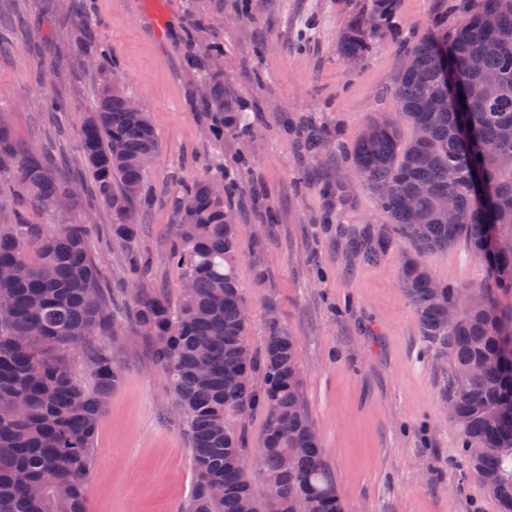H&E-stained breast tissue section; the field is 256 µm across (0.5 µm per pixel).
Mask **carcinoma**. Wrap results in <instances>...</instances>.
Segmentation results:
<instances>
[{
	"label": "carcinoma",
	"instance_id": "cac0c4a2",
	"mask_svg": "<svg viewBox=\"0 0 512 512\" xmlns=\"http://www.w3.org/2000/svg\"><path fill=\"white\" fill-rule=\"evenodd\" d=\"M455 27L419 40L407 56L416 69H400L391 91L398 112L372 119L353 148L362 183L377 196L389 231L409 240L402 286L423 336L448 364L443 399L455 407L461 449L470 470L499 512H512V334L481 288L463 291L434 283L422 255L468 242L485 262L496 287L512 294V0H465ZM391 10L372 0L370 11L342 37V54L364 59L376 43L375 19ZM495 26H484V18ZM461 83L452 92L443 64ZM100 90L94 111L84 113L81 148L92 190L112 213V241L127 247L138 225L147 177L137 160L158 153L146 112H130L124 99ZM201 104L217 141L238 132L241 113L224 95V73L212 71ZM467 123L470 138L457 130ZM411 135L404 137L403 128ZM485 181L488 200L472 184ZM204 175L181 185L174 198L180 245L171 252L190 287L178 302L139 279L125 316L112 310L88 243L93 224H30L27 207L70 210L75 180L47 171L39 153L20 146L0 123V512H86L85 491L93 446L107 400L120 380L112 350L98 337L148 330L153 361L166 378L191 443L196 483L179 512H344L336 480L313 434L303 400L304 372L296 337L269 323L261 357L241 367L236 349L249 346V320L235 265L240 225L224 196ZM452 198L453 224L436 210ZM413 201L426 215L414 219ZM497 236L499 246L490 244ZM467 301L454 320L448 305ZM81 351L95 385L74 377L71 357ZM261 412L262 451L249 457L229 418ZM254 467L261 483L247 476Z\"/></svg>",
	"mask_w": 512,
	"mask_h": 512
}]
</instances>
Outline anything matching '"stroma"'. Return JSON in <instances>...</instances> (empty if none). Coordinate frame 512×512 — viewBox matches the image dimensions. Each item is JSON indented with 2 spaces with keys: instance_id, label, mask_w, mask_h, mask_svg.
I'll return each instance as SVG.
<instances>
[{
  "instance_id": "1",
  "label": "stroma",
  "mask_w": 512,
  "mask_h": 512,
  "mask_svg": "<svg viewBox=\"0 0 512 512\" xmlns=\"http://www.w3.org/2000/svg\"><path fill=\"white\" fill-rule=\"evenodd\" d=\"M460 2L396 0L372 54L350 67L339 40L369 0H86L84 22L52 0H0V117L17 141L50 156L56 174L90 179L78 131L105 76L89 67L82 42L110 58L149 113L159 153L135 250L150 285L178 292L169 251L179 226L168 203L177 183L208 170L232 183L251 347L264 346L273 316L296 336L307 409L346 512H498L444 418L448 372L401 286L400 258L412 245L394 240L376 262L352 246L377 239L387 222L360 184L352 145L372 117L392 110L403 56L437 19L458 23ZM150 16L164 20L165 42L153 39ZM214 42L224 45V89L246 117L243 132L220 142L197 107ZM310 124L330 145L316 158L300 144ZM28 218L97 225L90 253L107 292L133 295L105 202ZM425 261L440 282L486 289L512 324V294L494 288L465 243ZM113 352L122 379L95 438L88 512H177L196 482L188 433L150 340L128 336Z\"/></svg>"
}]
</instances>
